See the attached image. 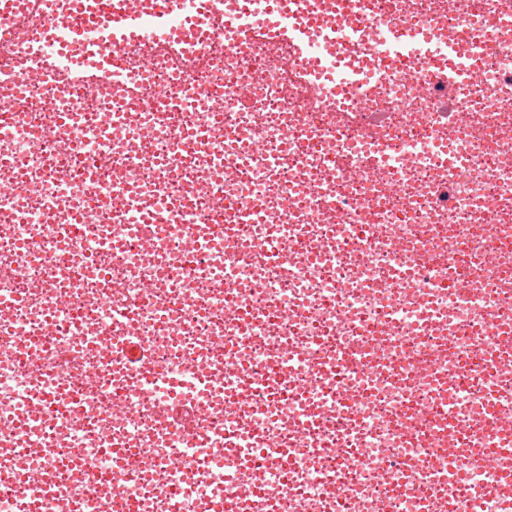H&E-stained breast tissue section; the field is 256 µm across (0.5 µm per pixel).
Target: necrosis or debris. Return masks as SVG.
<instances>
[{"mask_svg": "<svg viewBox=\"0 0 512 512\" xmlns=\"http://www.w3.org/2000/svg\"><path fill=\"white\" fill-rule=\"evenodd\" d=\"M362 3L346 101L222 0L92 93L0 12V512H512V0ZM390 30L394 36L393 42L385 47L381 54L385 72L400 68L406 59L414 55L424 56L429 69H434L454 58V51L448 44L407 40L403 30L398 26H392Z\"/></svg>", "mask_w": 512, "mask_h": 512, "instance_id": "1", "label": "necrosis or debris"}]
</instances>
